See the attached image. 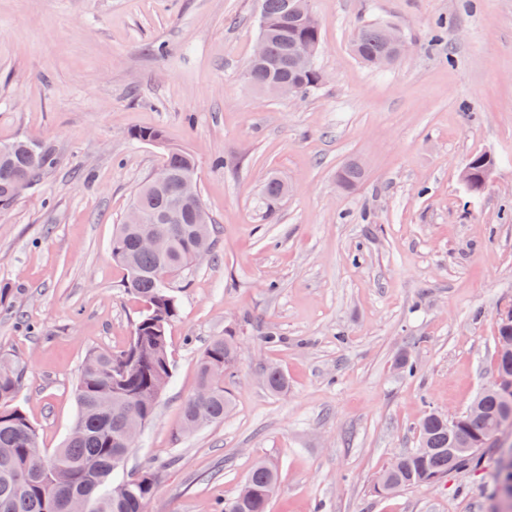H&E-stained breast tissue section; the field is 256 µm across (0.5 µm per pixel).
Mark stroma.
Here are the masks:
<instances>
[{
    "label": "stroma",
    "mask_w": 512,
    "mask_h": 512,
    "mask_svg": "<svg viewBox=\"0 0 512 512\" xmlns=\"http://www.w3.org/2000/svg\"><path fill=\"white\" fill-rule=\"evenodd\" d=\"M309 5L325 79L288 100L242 77L259 0H0V142L57 158L0 212V285L13 290L0 358L24 368L16 404L43 448L60 447L85 357L129 343L145 306L112 234L164 148H180L217 246L171 282L172 379L128 460L156 475L146 512H221L260 459L279 471L268 512H502L493 454L432 487L370 486L417 448L428 410L464 411L494 372L512 302V0ZM378 21L410 46L382 70L350 47ZM150 127L165 147L131 139ZM485 152L497 165L475 196L460 173ZM353 161L364 178L345 190L336 176ZM272 172L290 192L268 210ZM228 333L232 408L182 433L197 361ZM271 364L284 393L264 383Z\"/></svg>",
    "instance_id": "stroma-1"
}]
</instances>
